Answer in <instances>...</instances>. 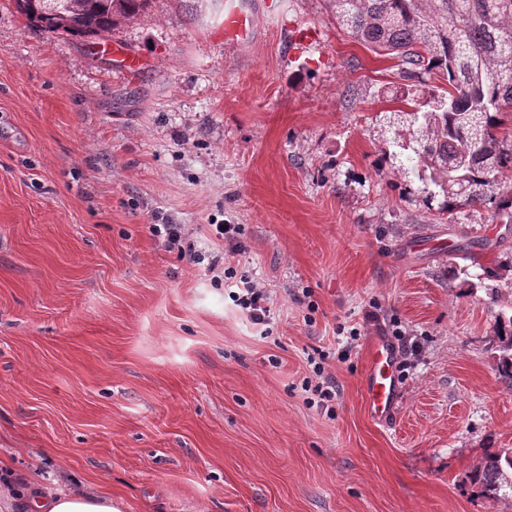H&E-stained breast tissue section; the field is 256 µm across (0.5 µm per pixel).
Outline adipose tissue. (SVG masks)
<instances>
[{
  "instance_id": "1",
  "label": "adipose tissue",
  "mask_w": 512,
  "mask_h": 512,
  "mask_svg": "<svg viewBox=\"0 0 512 512\" xmlns=\"http://www.w3.org/2000/svg\"><path fill=\"white\" fill-rule=\"evenodd\" d=\"M0 497L27 512H120L109 493L91 492L79 483L65 491L41 493L34 491L27 476L11 470L0 477Z\"/></svg>"
}]
</instances>
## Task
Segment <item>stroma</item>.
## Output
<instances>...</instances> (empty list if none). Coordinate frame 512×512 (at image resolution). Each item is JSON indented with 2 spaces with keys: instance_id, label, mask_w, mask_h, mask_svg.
<instances>
[{
  "instance_id": "35a3bbf8",
  "label": "stroma",
  "mask_w": 512,
  "mask_h": 512,
  "mask_svg": "<svg viewBox=\"0 0 512 512\" xmlns=\"http://www.w3.org/2000/svg\"><path fill=\"white\" fill-rule=\"evenodd\" d=\"M240 2L245 42L219 0H152L111 34L150 60L131 78L0 0V461L121 512H512L471 483L512 451V224L394 188L397 62L326 0ZM217 223L243 227L226 264L268 291L269 336L208 271ZM396 327L422 353L381 424L361 376ZM252 34V17L231 1L224 9V37L239 41L247 40ZM184 225L181 224H152L149 225L151 234L162 239L168 248H177L184 257H188L190 262H200L203 260L194 249L193 245L185 242ZM498 340L500 354L496 368L501 377L509 380L512 389V316L499 322Z\"/></svg>"
}]
</instances>
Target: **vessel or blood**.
Returning <instances> with one entry per match:
<instances>
[{
  "instance_id": "vessel-or-blood-1",
  "label": "vessel or blood",
  "mask_w": 512,
  "mask_h": 512,
  "mask_svg": "<svg viewBox=\"0 0 512 512\" xmlns=\"http://www.w3.org/2000/svg\"><path fill=\"white\" fill-rule=\"evenodd\" d=\"M251 34V15L243 12L232 2L228 4L224 9L225 37L244 41ZM111 53L129 73L139 74L147 65L146 59L139 53L128 51L121 44H113ZM361 388L369 415L381 423L392 420L398 402V362L393 348L382 338H375L369 345Z\"/></svg>"
}]
</instances>
